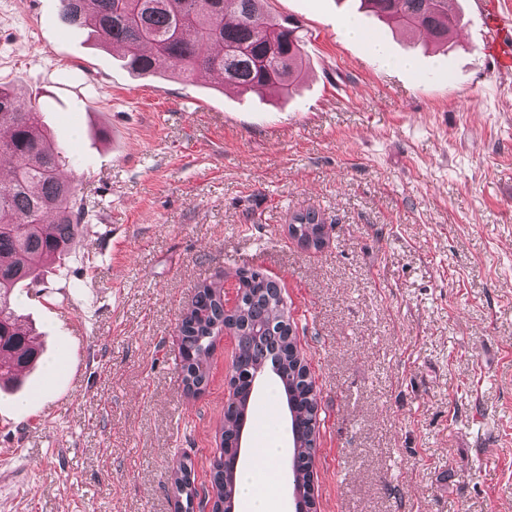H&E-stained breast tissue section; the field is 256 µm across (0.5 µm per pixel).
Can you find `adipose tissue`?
Masks as SVG:
<instances>
[{
    "label": "adipose tissue",
    "instance_id": "1",
    "mask_svg": "<svg viewBox=\"0 0 512 512\" xmlns=\"http://www.w3.org/2000/svg\"><path fill=\"white\" fill-rule=\"evenodd\" d=\"M280 450L271 444L251 452L240 470V503L242 512H286L287 503L278 482L271 476L279 469Z\"/></svg>",
    "mask_w": 512,
    "mask_h": 512
}]
</instances>
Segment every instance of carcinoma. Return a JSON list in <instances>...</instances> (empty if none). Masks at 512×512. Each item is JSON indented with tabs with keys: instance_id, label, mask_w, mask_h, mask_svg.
<instances>
[{
	"instance_id": "1",
	"label": "carcinoma",
	"mask_w": 512,
	"mask_h": 512,
	"mask_svg": "<svg viewBox=\"0 0 512 512\" xmlns=\"http://www.w3.org/2000/svg\"><path fill=\"white\" fill-rule=\"evenodd\" d=\"M263 0H59L62 19L73 28L91 26L100 41L123 52L127 68L151 73L166 64L177 76L190 80L199 73L224 74L235 88L263 95L270 91L291 94L302 79L304 60L299 26L280 21L264 10ZM368 9L403 32L426 30L439 42L464 24L448 0H360ZM0 382H12L39 357L22 315L12 301L20 284L38 281L39 265L65 254L85 216L77 185L65 179L66 151L45 134L38 112L19 103L14 90L0 85ZM324 223L315 210L292 216L299 233L293 239L315 251L310 235ZM245 289L243 310L224 316V280L198 285L191 311L178 326L185 353L183 383L197 395L206 386L214 343L224 327L239 336L237 369L241 385L248 375L280 363L276 382L284 399L299 401L294 416L298 433L293 447L296 479L307 482L314 455L315 414L305 405L313 382L290 351L289 330L279 284L260 271L237 273ZM246 406L241 397L224 411L223 435L236 430ZM239 475L224 474V452L212 462L211 500L220 512L224 499L238 493ZM175 499L187 510L197 495L191 469L178 463L170 473Z\"/></svg>"
}]
</instances>
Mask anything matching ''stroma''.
I'll return each mask as SVG.
<instances>
[{"label": "stroma", "instance_id": "stroma-1", "mask_svg": "<svg viewBox=\"0 0 512 512\" xmlns=\"http://www.w3.org/2000/svg\"><path fill=\"white\" fill-rule=\"evenodd\" d=\"M359 5L266 0L306 69L260 96L133 75L59 0H0V83L67 151L86 210L13 291L42 354L0 389V512H174L182 461L210 488L238 347L221 336L187 394L177 325L241 269L279 283L311 372L317 512H512V73L478 0H454L468 30L441 48ZM305 209L321 250L288 234Z\"/></svg>", "mask_w": 512, "mask_h": 512}]
</instances>
